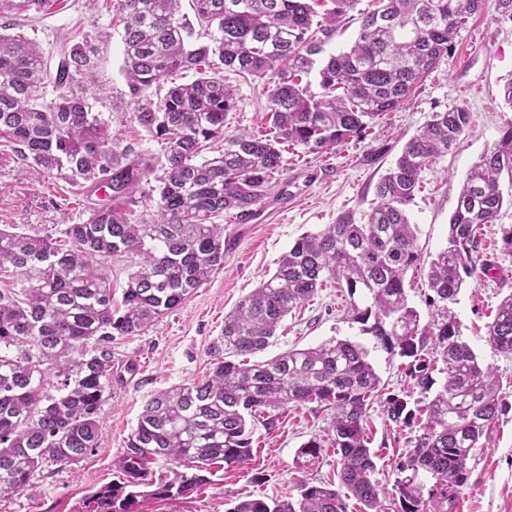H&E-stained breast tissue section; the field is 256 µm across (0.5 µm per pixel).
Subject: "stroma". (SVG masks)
I'll use <instances>...</instances> for the list:
<instances>
[{"label": "stroma", "mask_w": 512, "mask_h": 512, "mask_svg": "<svg viewBox=\"0 0 512 512\" xmlns=\"http://www.w3.org/2000/svg\"><path fill=\"white\" fill-rule=\"evenodd\" d=\"M105 0H55L42 19L25 25L23 34L50 47L58 38L73 37L97 27L104 54L97 77L106 90L125 87L122 71V31L110 24ZM237 107L227 116L231 132L252 133L268 125L266 96L260 80L223 70ZM512 79V22H496L492 13L471 18L456 37L453 51L419 89L396 111L373 122L364 140L350 141L330 153L313 154L288 146L285 169L261 202L272 212L268 221L241 224L221 217L232 244L224 266L179 307L159 317L140 336H122L112 343V388L100 412L101 434L93 452L79 463L50 466L34 478L35 493L0 495V512H93L91 497L100 488L123 478L119 461L145 402L172 386L190 384L207 375L210 346L221 336L224 317L276 269L280 257L303 235L317 233L339 216L363 217L375 198V187L403 146L432 113L462 109L470 113L468 130L456 149L426 169L408 207L418 226L417 245L423 254L445 247L449 219L467 171L483 152L493 148L504 126L512 122V105L502 88ZM97 191L71 203L49 192L46 177L22 160L0 164V228L60 237L67 225L85 217L88 208L106 204ZM512 294V257L499 256L492 278L468 282L448 305V317L459 338L470 345L482 366L491 367L504 404L502 414L479 441L468 462L466 483L459 488L452 512H512V355L495 351L486 340V327L504 297ZM365 298L350 301L335 282L297 305L282 321L273 343L245 364L261 362L290 349L315 347L336 339L370 346L369 360L381 379L382 395L371 406L368 425L375 451L374 478L392 490L395 466L421 435L418 426L398 427L384 414V399L398 394L418 407L422 395L406 374L407 359L372 348L352 319V307H365ZM332 411L317 404L290 405L274 428L255 422L252 452L244 462L211 468L205 484L172 499L137 498L133 512H230L249 498L284 499L298 494L301 482H337V456L326 452L312 466L299 467L296 454L313 438H326Z\"/></svg>", "instance_id": "obj_1"}]
</instances>
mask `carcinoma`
I'll list each match as a JSON object with an SVG mask.
<instances>
[{
    "instance_id": "carcinoma-1",
    "label": "carcinoma",
    "mask_w": 512,
    "mask_h": 512,
    "mask_svg": "<svg viewBox=\"0 0 512 512\" xmlns=\"http://www.w3.org/2000/svg\"><path fill=\"white\" fill-rule=\"evenodd\" d=\"M317 1L325 6L320 16ZM50 2L0 5L41 16ZM192 2L206 45L194 44L179 0H117L126 90L112 110L131 113L160 146L157 155L120 145L95 111L102 97L86 80L100 67L98 31L62 42L54 60L33 40L0 34V146L49 179L84 193L111 191L110 203L69 225L61 241L0 228V277L20 282L16 292L0 290V494L31 491L42 467L74 464L97 448L112 341L143 334L224 266L230 242L211 219H238L261 203L284 170L282 145L315 154L363 138L369 122L411 98L470 18L492 5L512 20V0H379L362 13L353 46L319 65L323 43L358 0ZM223 66L264 82L270 132L224 129L236 98L218 74ZM314 70L319 94L303 82ZM190 71L194 79L180 81ZM469 123L463 110L433 113L380 179L361 220L347 213L297 239L275 273L224 317L210 347L211 373L144 404L121 459L126 481L95 494L107 512H129L139 486L175 498L203 485L211 465L250 456L247 418L272 428L289 405L305 403L331 409L333 421L327 441H308L298 458L313 464L333 448L339 483L304 482L296 498L246 499L233 512H347L350 499L360 512H385L366 429L380 378L362 344L336 339L250 366L231 360L265 351L288 313L328 278L351 299L370 297L369 306L352 307L353 320L374 345L412 359L416 384L432 393L415 411L403 397L386 398L390 421L424 430L396 465L398 512H448L473 448L503 410L492 369L459 340L448 303L466 280L479 282L495 269L479 245L503 206L502 174L512 185V122L472 164L438 253L426 257L419 249L407 207L421 174ZM150 191L157 198L146 220L134 207L136 194ZM118 253L138 258L119 306L100 268ZM418 266L427 268L432 308L424 325L405 289L407 270ZM487 342L512 355V294L488 324ZM435 371L443 380L434 391Z\"/></svg>"
}]
</instances>
